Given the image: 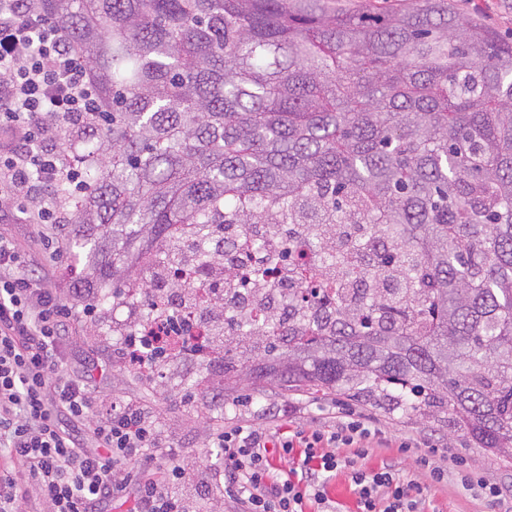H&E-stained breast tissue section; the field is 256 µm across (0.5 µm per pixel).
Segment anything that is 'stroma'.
Here are the masks:
<instances>
[{"label":"stroma","mask_w":512,"mask_h":512,"mask_svg":"<svg viewBox=\"0 0 512 512\" xmlns=\"http://www.w3.org/2000/svg\"><path fill=\"white\" fill-rule=\"evenodd\" d=\"M454 6L461 17L481 19L493 25L503 39L512 38V0H454ZM51 234L50 225L29 224L12 213L0 216V236L15 241L34 264L47 271L52 284L66 288L81 277L83 265L67 256L52 260L46 247ZM111 324V314L99 311L93 321L75 325L73 340L64 345L69 368L80 374L95 363L109 366L105 377L92 379L98 410L106 413L130 401L153 407L184 465L196 466L205 457L218 424L216 416H223L228 425L263 427L270 432L287 424L309 431L333 429L342 411L363 423L370 433L364 442V466L376 468L388 461L405 478L416 479L422 473L419 458H428L435 465L457 459L473 477L498 483L507 495L496 504L484 501L451 475L428 486V512H512V463H502L475 447L466 431L446 421L405 413L386 402L357 400L339 391L326 395L288 392L246 377L226 385L220 399L203 391L191 395L185 383L206 375L208 367L186 359L168 363L163 381L148 384L132 369L113 367L123 340L110 335Z\"/></svg>","instance_id":"obj_1"}]
</instances>
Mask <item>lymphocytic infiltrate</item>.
<instances>
[{"instance_id":"lymphocytic-infiltrate-1","label":"lymphocytic infiltrate","mask_w":512,"mask_h":512,"mask_svg":"<svg viewBox=\"0 0 512 512\" xmlns=\"http://www.w3.org/2000/svg\"><path fill=\"white\" fill-rule=\"evenodd\" d=\"M98 107L97 86L68 34L49 24L36 0H0V124L14 130L0 143V212L69 223L54 193L74 181L59 137L78 113ZM71 295L49 287L20 248L0 238V512H107L119 500L128 512H192L194 498L215 489L244 512H305L310 500L332 512L327 475L342 465L361 512H425L423 486L392 465L368 470L336 456L338 430L293 433L281 450L298 470L281 479L267 431L235 426L214 441L223 467L191 477L143 404L96 414L87 382L65 370L74 321L95 311L90 303L75 311ZM196 316V304L182 306L163 347L125 337L123 360L153 379L156 362L184 350Z\"/></svg>"}]
</instances>
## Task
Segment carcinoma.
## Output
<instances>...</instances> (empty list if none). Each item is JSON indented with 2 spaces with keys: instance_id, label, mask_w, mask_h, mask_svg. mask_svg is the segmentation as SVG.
<instances>
[{
  "instance_id": "cac0c4a2",
  "label": "carcinoma",
  "mask_w": 512,
  "mask_h": 512,
  "mask_svg": "<svg viewBox=\"0 0 512 512\" xmlns=\"http://www.w3.org/2000/svg\"><path fill=\"white\" fill-rule=\"evenodd\" d=\"M86 57L100 109L60 143L65 249L112 302L167 243L215 280L226 224H297L331 309L209 319L218 378L389 398L512 462V42L449 0L376 18L336 0H39ZM344 242L367 270L339 271Z\"/></svg>"
}]
</instances>
